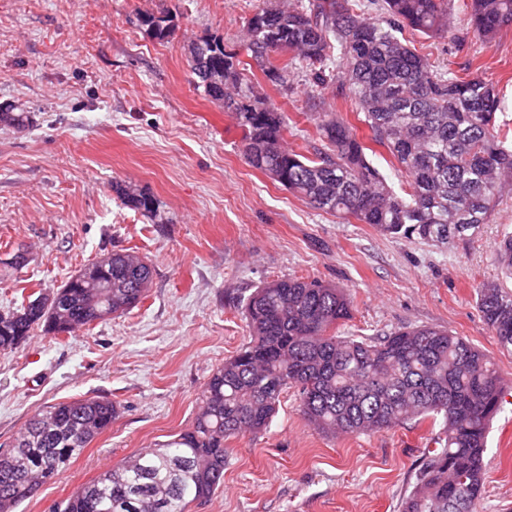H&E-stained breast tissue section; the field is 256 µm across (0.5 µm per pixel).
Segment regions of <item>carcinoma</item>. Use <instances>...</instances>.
Returning a JSON list of instances; mask_svg holds the SVG:
<instances>
[{"mask_svg":"<svg viewBox=\"0 0 512 512\" xmlns=\"http://www.w3.org/2000/svg\"><path fill=\"white\" fill-rule=\"evenodd\" d=\"M454 0H370V21L352 0H259L243 47L266 80L288 85L302 69L314 82L338 81L351 112L369 131L367 146L337 112H316L324 148L310 158L284 146L290 118L246 75L240 52L216 39L192 43L197 87L227 103L243 131L246 161L313 207L370 224L385 235L449 238L457 225L488 223L496 198L512 186V148L496 131L503 101L480 76L438 73L405 42L409 27L426 36L448 32ZM468 25L485 40L512 26V0H467ZM143 24L163 40L170 27ZM29 112L0 108V123L19 131ZM387 150L405 179L400 196L368 159ZM115 192L129 207L156 216L154 200L131 186ZM512 278V234L497 245ZM96 281L71 277L60 302L39 311L0 313V351H12L40 328L71 334L142 303L152 269L141 257L114 252L91 262ZM478 307L501 348L512 351V292L478 288ZM250 341L207 381L190 426L105 470L52 512H186L224 483V443L269 427L280 396L297 392V410L323 434L382 432L415 418L441 417L444 437L427 449L402 512H477L484 490L489 428L505 383L491 359L462 336L434 327L399 329L382 338L340 334L351 316L343 289L317 279L286 278L255 288L243 305ZM118 417L112 401L78 399L52 406L0 452V512H16Z\"/></svg>","mask_w":512,"mask_h":512,"instance_id":"1","label":"carcinoma"}]
</instances>
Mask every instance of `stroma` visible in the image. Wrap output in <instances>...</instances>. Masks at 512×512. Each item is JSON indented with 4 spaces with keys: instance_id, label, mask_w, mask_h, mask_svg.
Segmentation results:
<instances>
[{
    "instance_id": "obj_1",
    "label": "stroma",
    "mask_w": 512,
    "mask_h": 512,
    "mask_svg": "<svg viewBox=\"0 0 512 512\" xmlns=\"http://www.w3.org/2000/svg\"><path fill=\"white\" fill-rule=\"evenodd\" d=\"M258 0H0V106L25 108L19 131L0 123V312L52 294L83 265L132 252L153 270L132 310L66 336L35 331L0 352V451L48 406L115 402L119 416L18 512H52L108 467L157 448L194 419L204 385L250 339L240 301L265 282L317 278L345 289L347 336L426 326L465 337L509 382L493 421L478 512H512V353L483 321L476 290H512L495 244L512 231V191L488 223L447 240L393 238L313 208L241 150L222 103L197 89L188 47L240 46ZM167 17L166 39L144 15ZM441 70L494 82L512 129V28L474 35L463 4L451 33L407 32ZM261 89L291 120L284 143L321 147L308 115L349 114L333 83L297 70L288 89ZM153 196L157 217L125 206L115 185ZM23 261H15L16 253ZM441 428L411 420L365 435H325L281 396L269 429L225 444L224 483L187 512H401L425 448Z\"/></svg>"
}]
</instances>
